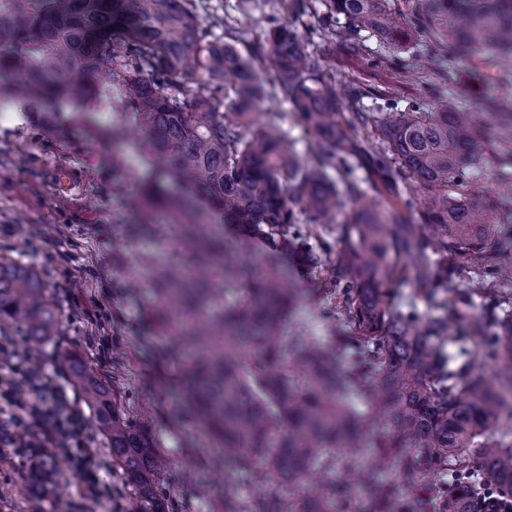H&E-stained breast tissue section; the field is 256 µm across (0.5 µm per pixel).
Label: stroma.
I'll return each instance as SVG.
<instances>
[{
    "mask_svg": "<svg viewBox=\"0 0 512 512\" xmlns=\"http://www.w3.org/2000/svg\"><path fill=\"white\" fill-rule=\"evenodd\" d=\"M198 14L205 28L230 18L243 34L244 53H263L267 22L261 9H241L238 0H202ZM317 48L346 80L392 89L393 110L413 101L431 105L434 95L451 98L457 85H468L466 105L479 108L485 96L512 97V88L489 86L481 65H460L454 75L437 67L420 70L412 81H399L386 50L369 40L364 59L344 57L328 39ZM67 174L80 184L79 197L65 196L56 179ZM150 168L132 144L122 146L80 137L67 144L43 139L26 115L0 112V261L31 266L47 286L60 321L35 360L44 374L62 370L64 353L78 355L135 420L157 450L164 492L172 512H224L196 423L187 411L180 384L188 372L183 361L168 356L165 328L152 321L154 303L150 266L174 262L184 252L181 237L160 226L138 231V215L127 206L136 179ZM288 278L302 303L288 322L289 334L327 335L312 300L317 275L284 257ZM81 415L84 434L95 450L94 462L110 495L97 512H127L133 493L112 463L105 439L96 431L91 411L73 385L65 387ZM27 451L0 447V512H42L47 500L74 497L83 475L67 454H57L49 476L36 480L24 466Z\"/></svg>",
    "mask_w": 512,
    "mask_h": 512,
    "instance_id": "stroma-1",
    "label": "stroma"
}]
</instances>
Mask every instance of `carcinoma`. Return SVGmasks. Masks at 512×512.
Instances as JSON below:
<instances>
[{"mask_svg":"<svg viewBox=\"0 0 512 512\" xmlns=\"http://www.w3.org/2000/svg\"><path fill=\"white\" fill-rule=\"evenodd\" d=\"M325 2L320 28L347 58H363L374 39L404 77L402 54L423 43V67L512 59V0H412L407 13L398 0ZM262 5L268 50L258 60L229 21L219 35L204 28L195 0H0V109L59 139L121 144L123 126L93 118L121 105L142 131L152 192L168 196L180 223L217 214L238 226L235 244L267 243L232 304L224 296L240 259L227 240L199 242L192 255L200 265L224 257L215 281L179 265L158 273L157 313L175 345L194 351L186 394L223 449L216 467L293 489L286 500L239 499L236 512H336L350 490V512H484L486 491L512 498V111L496 99L497 111L473 112L440 94L428 110L415 101L368 111L363 98L387 92L352 82L337 91L299 36L309 0ZM267 84L304 121L306 157L276 114L256 123ZM489 163L501 170L492 196L477 181ZM290 252L325 273L315 299L326 338L285 330L301 303L281 265ZM469 275L496 294L466 337L490 374L466 350L447 351L458 341L451 314L471 303L460 287ZM407 280L436 314L420 320L394 299L390 288ZM2 322L35 343L56 329L46 287L19 264L0 263ZM63 361L135 490L129 512H169L154 449L86 366ZM313 473L323 481L310 491Z\"/></svg>","mask_w":512,"mask_h":512,"instance_id":"1","label":"carcinoma"}]
</instances>
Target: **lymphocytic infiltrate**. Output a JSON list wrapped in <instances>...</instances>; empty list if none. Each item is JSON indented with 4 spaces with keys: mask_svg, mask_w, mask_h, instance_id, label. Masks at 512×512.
<instances>
[{
    "mask_svg": "<svg viewBox=\"0 0 512 512\" xmlns=\"http://www.w3.org/2000/svg\"><path fill=\"white\" fill-rule=\"evenodd\" d=\"M0 359L17 361L25 375L20 385L13 377L0 374V446L14 448L22 442L37 449L30 466L43 471L56 451H65L86 479L62 512H87L89 502L105 495L106 486L95 473L93 450L81 435L80 421L64 389L66 373L46 376L11 336L0 335Z\"/></svg>",
    "mask_w": 512,
    "mask_h": 512,
    "instance_id": "obj_1",
    "label": "lymphocytic infiltrate"
}]
</instances>
